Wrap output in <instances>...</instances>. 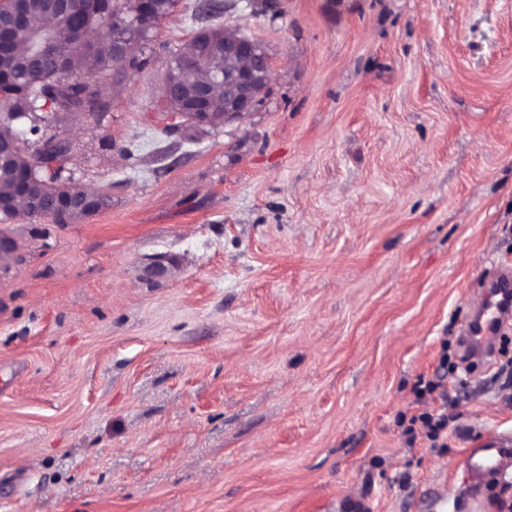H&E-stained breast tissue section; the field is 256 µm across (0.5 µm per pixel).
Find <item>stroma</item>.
<instances>
[{
    "label": "stroma",
    "instance_id": "35a3bbf8",
    "mask_svg": "<svg viewBox=\"0 0 512 512\" xmlns=\"http://www.w3.org/2000/svg\"><path fill=\"white\" fill-rule=\"evenodd\" d=\"M226 2L273 57L255 112L162 133L169 54L207 24L178 0L64 125L110 206L0 214V512H500L512 473L463 460L512 433V333L455 363L512 266V0ZM447 400L446 447L408 443Z\"/></svg>",
    "mask_w": 512,
    "mask_h": 512
}]
</instances>
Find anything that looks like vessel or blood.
I'll use <instances>...</instances> for the list:
<instances>
[{
    "label": "vessel or blood",
    "instance_id": "obj_1",
    "mask_svg": "<svg viewBox=\"0 0 512 512\" xmlns=\"http://www.w3.org/2000/svg\"><path fill=\"white\" fill-rule=\"evenodd\" d=\"M512 318V267L498 269L485 288L478 317L468 323L463 342L470 353L493 354L494 341L508 319ZM464 462L477 475L488 476L512 467V435H496L469 449Z\"/></svg>",
    "mask_w": 512,
    "mask_h": 512
}]
</instances>
